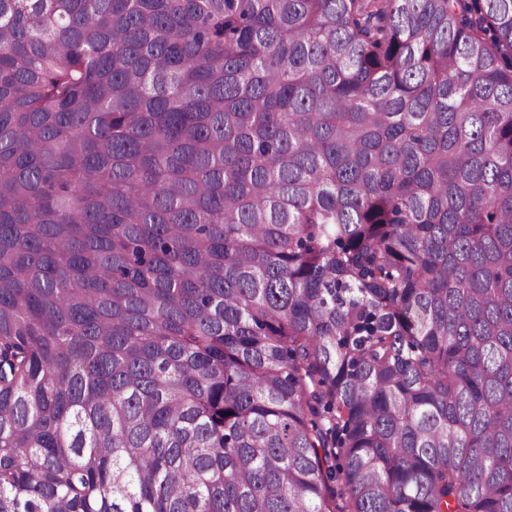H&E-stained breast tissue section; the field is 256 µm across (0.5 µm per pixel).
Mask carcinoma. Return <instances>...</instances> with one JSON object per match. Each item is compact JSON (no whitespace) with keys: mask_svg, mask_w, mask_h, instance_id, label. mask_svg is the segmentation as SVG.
<instances>
[{"mask_svg":"<svg viewBox=\"0 0 512 512\" xmlns=\"http://www.w3.org/2000/svg\"><path fill=\"white\" fill-rule=\"evenodd\" d=\"M0 512H512V0H0Z\"/></svg>","mask_w":512,"mask_h":512,"instance_id":"cac0c4a2","label":"carcinoma"}]
</instances>
